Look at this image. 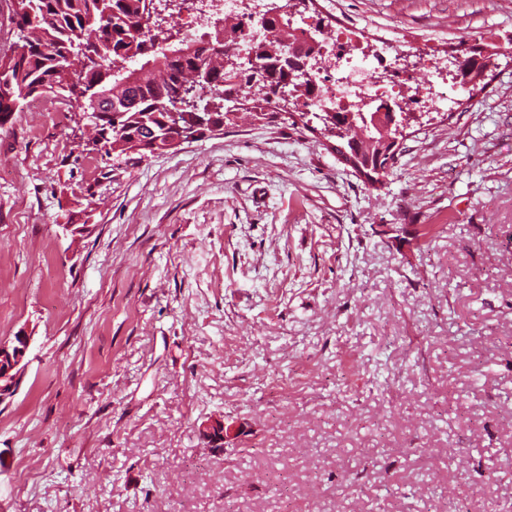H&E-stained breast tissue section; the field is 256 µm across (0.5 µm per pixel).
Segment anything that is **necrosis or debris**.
Here are the masks:
<instances>
[{"instance_id": "necrosis-or-debris-1", "label": "necrosis or debris", "mask_w": 512, "mask_h": 512, "mask_svg": "<svg viewBox=\"0 0 512 512\" xmlns=\"http://www.w3.org/2000/svg\"><path fill=\"white\" fill-rule=\"evenodd\" d=\"M270 0H194L186 35L195 38L199 25L218 18L242 23L243 33L234 50L243 59L253 57L265 36L263 19ZM326 67L313 83L315 110L375 111L383 102L399 101L418 112H447L463 89L460 75L451 74L452 63L425 48L405 49L397 42L367 44L364 34L337 32L321 47Z\"/></svg>"}]
</instances>
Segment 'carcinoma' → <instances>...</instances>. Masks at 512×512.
I'll return each mask as SVG.
<instances>
[{
    "label": "carcinoma",
    "instance_id": "cac0c4a2",
    "mask_svg": "<svg viewBox=\"0 0 512 512\" xmlns=\"http://www.w3.org/2000/svg\"><path fill=\"white\" fill-rule=\"evenodd\" d=\"M147 0H11L9 23L17 41L11 52L0 56V129L28 102L45 95L67 100L72 87L88 91L104 80L97 68L101 60L112 69V111L124 113L119 127L102 124V156L154 153L163 150L162 139L197 126L207 117L203 110L178 108L184 103L186 75L202 71L198 94L222 93L239 96L252 89L261 76L270 87L288 83V70L280 64L288 45L282 43L290 25L271 19L265 29L268 39L257 46L259 70L245 66L229 75L225 53L235 43L237 24L211 22L213 31L200 40L171 39L154 42L159 31H150ZM162 58L165 77L156 80L147 74L133 86L118 89L119 81Z\"/></svg>",
    "mask_w": 512,
    "mask_h": 512
}]
</instances>
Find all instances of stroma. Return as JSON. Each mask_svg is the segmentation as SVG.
<instances>
[{
	"label": "stroma",
	"instance_id": "obj_1",
	"mask_svg": "<svg viewBox=\"0 0 512 512\" xmlns=\"http://www.w3.org/2000/svg\"><path fill=\"white\" fill-rule=\"evenodd\" d=\"M306 12L441 56L512 43V0ZM306 121L242 100L110 158L68 107L0 129V340L32 336L0 402L6 512L512 503V63L411 122L378 187ZM213 415L245 425L221 451Z\"/></svg>",
	"mask_w": 512,
	"mask_h": 512
}]
</instances>
